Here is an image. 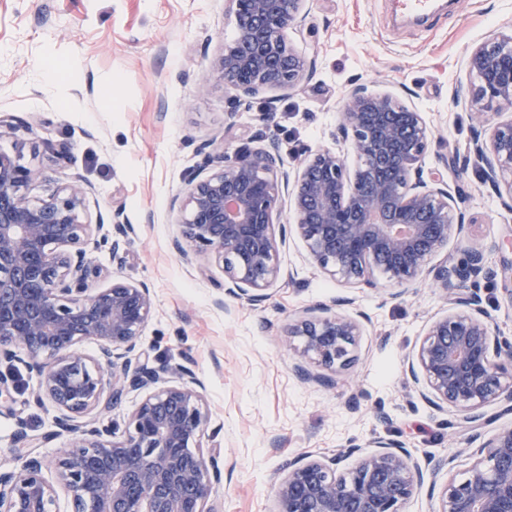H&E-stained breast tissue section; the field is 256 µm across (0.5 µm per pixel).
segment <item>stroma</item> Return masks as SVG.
<instances>
[{"instance_id":"stroma-1","label":"stroma","mask_w":512,"mask_h":512,"mask_svg":"<svg viewBox=\"0 0 512 512\" xmlns=\"http://www.w3.org/2000/svg\"><path fill=\"white\" fill-rule=\"evenodd\" d=\"M301 27L288 39L315 60L312 76L295 89H271L234 98L222 81L205 93L196 85L212 57L237 32L228 0H0V116L37 117L32 130L0 135V152H22L43 169L36 199L82 179L83 218L94 225L87 249L109 282H146L154 312L141 338L150 358L190 361L214 431L206 445L224 456V483L214 494L218 512H272L281 465L304 453L365 454L381 437L406 448L428 476L406 512H439L449 474L463 475L476 448L459 415L419 395L406 372L428 325L447 306L432 278L393 297L391 284L350 286L324 273L303 241L288 236L279 249L281 274L264 302L225 297L216 305L213 268L180 260L171 243L178 233L174 197L204 173L203 144L223 140L234 152L239 138L264 130L276 139L286 172H295L306 148L340 149L338 111L355 85L401 97L423 112L433 141L422 165L442 172L451 192H464L466 225L450 237L432 265L463 256L465 237L487 247L500 268L512 257V210L465 164L481 124L512 118L489 110L477 121L467 103L474 80L467 59L481 42L512 33V0H460L455 15L428 27L389 23L384 0H310ZM273 121L261 126L259 116ZM67 143V159L53 156ZM132 226L128 242L112 254V213ZM502 277L480 282L483 305L496 335L512 340V304ZM344 300V313L365 314L354 363L333 374L332 386L307 383L293 371L284 346L291 317L317 304ZM15 391L0 410V465L15 466L19 424L48 436L41 453L54 459L69 443L59 413L33 395L38 380L23 365ZM453 457L452 472H433Z\"/></svg>"}]
</instances>
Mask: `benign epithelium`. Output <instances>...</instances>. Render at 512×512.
Segmentation results:
<instances>
[{
	"label": "benign epithelium",
	"instance_id": "1",
	"mask_svg": "<svg viewBox=\"0 0 512 512\" xmlns=\"http://www.w3.org/2000/svg\"><path fill=\"white\" fill-rule=\"evenodd\" d=\"M231 2L248 28L210 60L198 90L217 79L254 96L308 78L312 60L288 41V30L308 16V0ZM468 67L477 78L470 94L475 118L492 105L512 111V35L483 42ZM340 112L346 151H306L292 182L281 172L277 142L261 133L231 156L206 152L212 171L173 200L174 248L180 259L200 262L205 276L210 264L220 266L218 288L262 301L280 274L287 229L274 216L287 195L292 230L331 276L370 284L378 272L405 289L433 273L449 312L430 324L409 373L427 402L454 408L475 429L484 408L512 409V342L493 333L480 296L469 289L496 272L473 240L463 261L428 268L462 232L464 215L440 174L424 176L432 133L423 113L364 86L344 97ZM348 155L356 160L352 168ZM471 156L484 181L512 200V119L492 126L485 140L476 134ZM41 178L39 167L0 152V363H21L38 378L34 401L52 403L72 438L50 465L37 452L42 440L19 429L18 465L0 470V512H59L60 489L71 512H215L223 471L219 453L203 449L209 416L193 370L142 358L140 338L154 311L150 289L130 282L89 287L100 271L87 250L85 188L77 179L33 200L28 188ZM112 223L115 256L129 227L119 211ZM360 335L357 320L321 305L291 320L286 346L301 380L329 385V373L353 363ZM86 341L97 344L95 355L82 351ZM138 390L145 395L123 429L96 422L94 414ZM472 439L481 440L477 459L464 479L448 475L440 512H512V428ZM374 447L346 472L338 465L349 451L286 461L273 512H404L424 471L392 441Z\"/></svg>",
	"mask_w": 512,
	"mask_h": 512
}]
</instances>
